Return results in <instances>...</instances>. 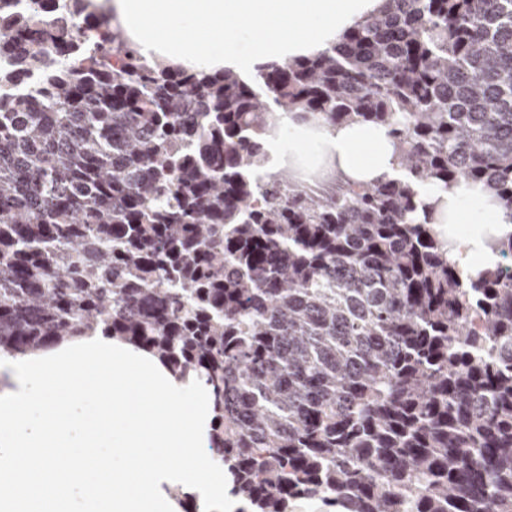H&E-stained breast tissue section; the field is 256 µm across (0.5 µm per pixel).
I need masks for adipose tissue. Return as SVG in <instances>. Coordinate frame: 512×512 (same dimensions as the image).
I'll return each instance as SVG.
<instances>
[{
    "label": "adipose tissue",
    "mask_w": 512,
    "mask_h": 512,
    "mask_svg": "<svg viewBox=\"0 0 512 512\" xmlns=\"http://www.w3.org/2000/svg\"><path fill=\"white\" fill-rule=\"evenodd\" d=\"M145 55L195 69L253 72L256 64L310 55L378 10L383 0H94ZM279 22L257 35L252 19ZM301 131L353 178L392 174L385 128L352 124ZM459 229L452 258L461 280L493 265L486 228L512 230L477 185L448 195ZM214 389L135 344L95 331L0 358V512H182L196 494L207 512H234L225 475L207 476Z\"/></svg>",
    "instance_id": "adipose-tissue-1"
}]
</instances>
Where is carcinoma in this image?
Here are the masks:
<instances>
[{"label":"carcinoma","instance_id":"carcinoma-1","mask_svg":"<svg viewBox=\"0 0 512 512\" xmlns=\"http://www.w3.org/2000/svg\"><path fill=\"white\" fill-rule=\"evenodd\" d=\"M0 0V356L102 330L207 378L247 512H512V0H384L249 79L147 61L91 0ZM22 74L35 84L14 88ZM387 127L398 176L264 168L271 121ZM490 248L512 258V232ZM447 200L452 215L449 224H467L453 235L454 240H461L460 249L454 250V240L450 244L459 277L462 281H468L476 278L478 273L496 260L486 244V224H494L497 235L512 231V225L508 224L503 207L492 202L480 185L468 186L461 182L452 193H448Z\"/></svg>","mask_w":512,"mask_h":512}]
</instances>
